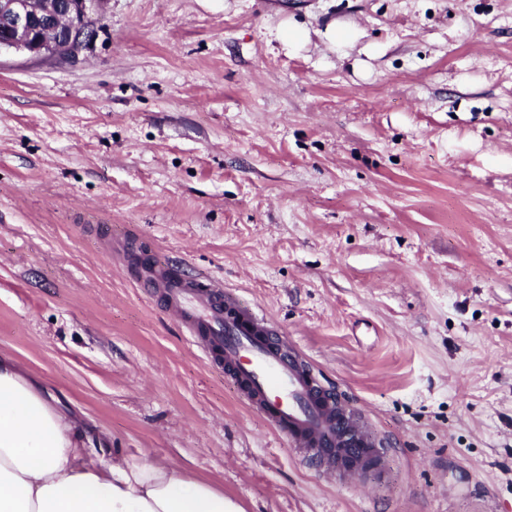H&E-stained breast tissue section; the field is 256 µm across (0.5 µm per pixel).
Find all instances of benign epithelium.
<instances>
[{"label": "benign epithelium", "mask_w": 512, "mask_h": 512, "mask_svg": "<svg viewBox=\"0 0 512 512\" xmlns=\"http://www.w3.org/2000/svg\"><path fill=\"white\" fill-rule=\"evenodd\" d=\"M98 0H0V50L74 56L94 37Z\"/></svg>", "instance_id": "7a95c632"}]
</instances>
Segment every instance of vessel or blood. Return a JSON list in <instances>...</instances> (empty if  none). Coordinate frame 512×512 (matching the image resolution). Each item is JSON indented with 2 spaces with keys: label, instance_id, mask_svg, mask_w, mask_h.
<instances>
[{
  "label": "vessel or blood",
  "instance_id": "1",
  "mask_svg": "<svg viewBox=\"0 0 512 512\" xmlns=\"http://www.w3.org/2000/svg\"><path fill=\"white\" fill-rule=\"evenodd\" d=\"M142 287L158 290L170 313L200 337L247 405L294 443L298 457L319 460L333 479L372 470L384 442L367 427L361 411L329 398L318 377L288 353L265 316L241 307L203 279H190L177 265H152Z\"/></svg>",
  "mask_w": 512,
  "mask_h": 512
}]
</instances>
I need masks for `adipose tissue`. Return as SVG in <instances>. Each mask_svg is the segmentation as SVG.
Instances as JSON below:
<instances>
[{"label":"adipose tissue","instance_id":"adipose-tissue-1","mask_svg":"<svg viewBox=\"0 0 512 512\" xmlns=\"http://www.w3.org/2000/svg\"><path fill=\"white\" fill-rule=\"evenodd\" d=\"M0 512H242L159 462L90 459L77 425L0 359Z\"/></svg>","mask_w":512,"mask_h":512}]
</instances>
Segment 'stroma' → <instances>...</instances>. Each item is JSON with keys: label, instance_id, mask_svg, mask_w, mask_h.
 <instances>
[{"label": "stroma", "instance_id": "stroma-1", "mask_svg": "<svg viewBox=\"0 0 512 512\" xmlns=\"http://www.w3.org/2000/svg\"><path fill=\"white\" fill-rule=\"evenodd\" d=\"M94 17L74 61L0 53V357L93 454L243 512H512V0ZM142 253L262 311L366 412L382 478L302 463L140 287Z\"/></svg>", "mask_w": 512, "mask_h": 512}]
</instances>
